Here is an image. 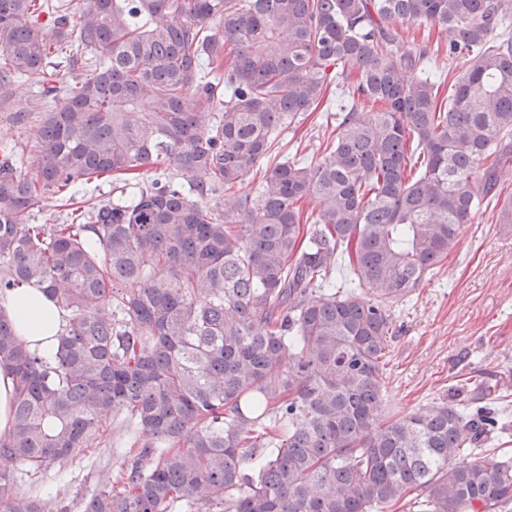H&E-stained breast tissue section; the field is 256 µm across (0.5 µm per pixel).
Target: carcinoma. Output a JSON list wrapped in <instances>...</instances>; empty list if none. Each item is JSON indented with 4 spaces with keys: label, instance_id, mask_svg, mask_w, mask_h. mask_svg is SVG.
Instances as JSON below:
<instances>
[{
    "label": "carcinoma",
    "instance_id": "carcinoma-1",
    "mask_svg": "<svg viewBox=\"0 0 512 512\" xmlns=\"http://www.w3.org/2000/svg\"><path fill=\"white\" fill-rule=\"evenodd\" d=\"M404 24L443 39L419 47ZM511 28L512 0H0V106L17 76L86 69L41 89L29 156L0 162V291L69 315L45 357L0 308V457L42 474L120 419L131 467L82 512H504L512 457H470L502 409L382 414L391 308L512 163ZM442 52L465 72L417 77ZM335 92L329 161L285 159L224 197ZM159 163L173 177L138 181ZM104 174L127 195L28 223ZM344 257L361 291L324 292ZM0 512L67 508L0 471ZM68 198L46 197L31 209L30 224H66L72 207ZM13 380L5 368H0V433L11 427Z\"/></svg>",
    "mask_w": 512,
    "mask_h": 512
}]
</instances>
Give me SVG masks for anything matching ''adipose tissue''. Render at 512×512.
Wrapping results in <instances>:
<instances>
[{"label":"adipose tissue","instance_id":"adipose-tissue-1","mask_svg":"<svg viewBox=\"0 0 512 512\" xmlns=\"http://www.w3.org/2000/svg\"><path fill=\"white\" fill-rule=\"evenodd\" d=\"M0 307L13 318L18 339L30 350L51 355L65 324V314L45 293L18 288L0 293Z\"/></svg>","mask_w":512,"mask_h":512}]
</instances>
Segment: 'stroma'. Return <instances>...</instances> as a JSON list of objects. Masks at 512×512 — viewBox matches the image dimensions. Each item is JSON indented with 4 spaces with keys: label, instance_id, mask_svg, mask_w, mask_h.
Returning <instances> with one entry per match:
<instances>
[{
    "label": "stroma",
    "instance_id": "stroma-1",
    "mask_svg": "<svg viewBox=\"0 0 512 512\" xmlns=\"http://www.w3.org/2000/svg\"><path fill=\"white\" fill-rule=\"evenodd\" d=\"M42 109L39 85L18 80L8 112ZM8 112H0V139L27 156L34 129L12 125ZM330 134L319 112L301 116L283 133L271 160L328 161ZM499 214L494 206L480 210L435 274L393 308L395 334L386 369L390 410L403 414L448 396L454 406L463 407L466 399L455 396L456 386L489 375L501 381L499 406L512 413V224L500 223ZM126 444L127 426L117 421L90 447L53 464L40 479L15 464L10 470L17 490L81 512L83 501L111 485L123 467Z\"/></svg>",
    "mask_w": 512,
    "mask_h": 512
}]
</instances>
